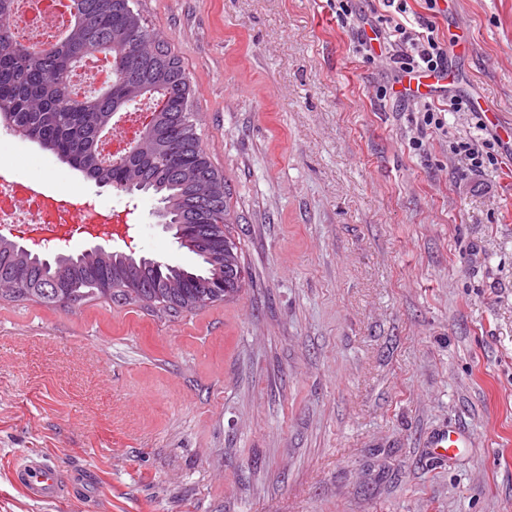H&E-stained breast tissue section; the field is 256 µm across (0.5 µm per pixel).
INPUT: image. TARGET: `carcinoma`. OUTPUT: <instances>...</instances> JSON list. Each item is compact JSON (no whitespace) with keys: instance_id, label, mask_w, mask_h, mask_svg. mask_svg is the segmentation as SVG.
Instances as JSON below:
<instances>
[{"instance_id":"1","label":"carcinoma","mask_w":512,"mask_h":512,"mask_svg":"<svg viewBox=\"0 0 512 512\" xmlns=\"http://www.w3.org/2000/svg\"><path fill=\"white\" fill-rule=\"evenodd\" d=\"M12 10L13 0H0V126L91 180L152 195L158 223L196 265L95 248L49 259L0 235V299L72 309L106 297L177 316L238 296L245 278L231 190L202 148L181 59L148 30L134 0H71L66 35L37 49L10 24ZM97 53L108 60L111 83L71 97V70ZM146 98L154 109L135 146L103 158L97 145L114 117Z\"/></svg>"}]
</instances>
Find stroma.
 <instances>
[{
  "label": "stroma",
  "instance_id": "obj_1",
  "mask_svg": "<svg viewBox=\"0 0 512 512\" xmlns=\"http://www.w3.org/2000/svg\"><path fill=\"white\" fill-rule=\"evenodd\" d=\"M181 59L240 216L245 286L169 317L100 298L0 301V512H512V196L447 135L411 148L419 105L353 50V0H137ZM469 50L450 97L512 127V0H447ZM19 179L127 212L109 247L193 263L154 201L86 180L0 128ZM471 437L431 459L430 431ZM55 462L61 502L11 482ZM13 483L32 501H58L70 494L59 467L43 456L26 454L14 465Z\"/></svg>",
  "mask_w": 512,
  "mask_h": 512
}]
</instances>
